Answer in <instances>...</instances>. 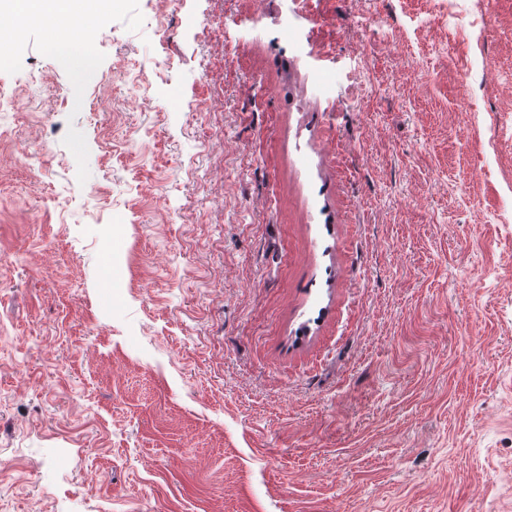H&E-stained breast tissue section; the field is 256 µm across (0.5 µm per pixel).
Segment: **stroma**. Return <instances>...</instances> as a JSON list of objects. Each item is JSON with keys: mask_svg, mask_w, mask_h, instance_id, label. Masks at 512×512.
I'll use <instances>...</instances> for the list:
<instances>
[{"mask_svg": "<svg viewBox=\"0 0 512 512\" xmlns=\"http://www.w3.org/2000/svg\"><path fill=\"white\" fill-rule=\"evenodd\" d=\"M488 8L112 0L87 66L14 32L0 512H512Z\"/></svg>", "mask_w": 512, "mask_h": 512, "instance_id": "obj_1", "label": "stroma"}]
</instances>
